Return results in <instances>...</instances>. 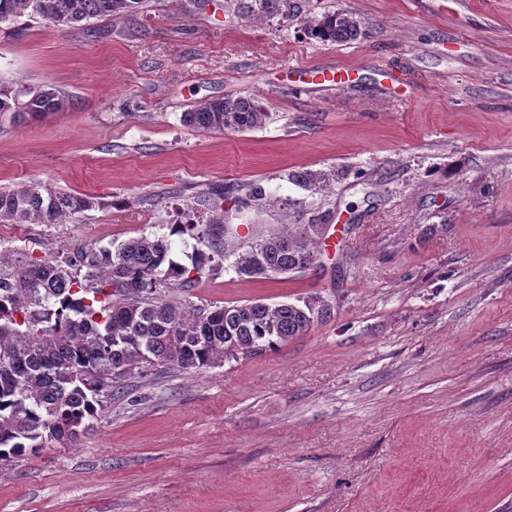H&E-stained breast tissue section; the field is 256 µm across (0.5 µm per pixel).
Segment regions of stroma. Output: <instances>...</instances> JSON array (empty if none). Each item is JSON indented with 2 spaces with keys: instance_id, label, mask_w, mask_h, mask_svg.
<instances>
[{
  "instance_id": "35a3bbf8",
  "label": "stroma",
  "mask_w": 512,
  "mask_h": 512,
  "mask_svg": "<svg viewBox=\"0 0 512 512\" xmlns=\"http://www.w3.org/2000/svg\"><path fill=\"white\" fill-rule=\"evenodd\" d=\"M145 0L74 28L0 25V82L68 105L0 131V186L87 195L62 224H0V247L62 260L209 212L241 240L322 224L317 267L222 270L189 311L318 295L329 317L257 355L135 375L76 445L0 465V512H512V0ZM342 9L367 35L303 36ZM350 69L343 84L323 72ZM255 97L263 127L182 113ZM342 169L308 191L291 173ZM256 7L251 4L248 6V11L253 13V16L263 15H285L290 16L292 11H296L297 6L291 0H254Z\"/></svg>"
}]
</instances>
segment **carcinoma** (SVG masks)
Masks as SVG:
<instances>
[{"mask_svg": "<svg viewBox=\"0 0 512 512\" xmlns=\"http://www.w3.org/2000/svg\"><path fill=\"white\" fill-rule=\"evenodd\" d=\"M144 0H0V23L38 16L70 27L133 13ZM255 16L294 12L292 0H254ZM323 43L366 36L354 14L328 10L301 20ZM66 95L51 84L12 89L0 84V130L62 110ZM270 113L256 98H214L182 115L183 123L235 132L260 128ZM336 171L302 170L307 188L336 181ZM38 181L0 187V223L60 224L95 207ZM168 232L80 251L64 261L17 248L0 252V463L36 455L53 442L73 443L95 428L107 403L136 370L176 366L200 371L224 359L248 358L303 335L327 303L255 301L191 313L169 299L230 262L243 279L300 276L316 267L320 235L312 224H289L257 237L241 252L229 241L224 206L204 221L167 225ZM187 236L186 266L173 259L170 238Z\"/></svg>", "mask_w": 512, "mask_h": 512, "instance_id": "carcinoma-1", "label": "carcinoma"}]
</instances>
